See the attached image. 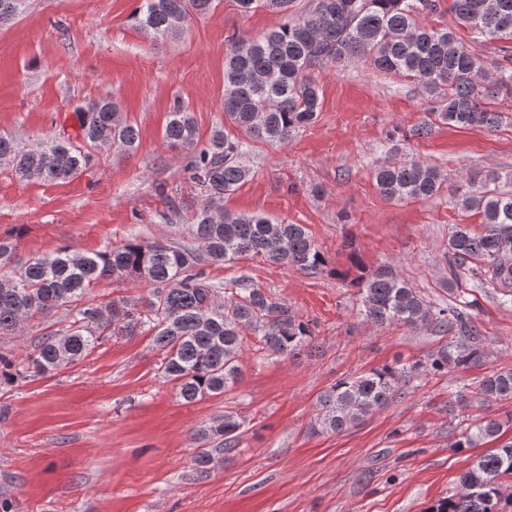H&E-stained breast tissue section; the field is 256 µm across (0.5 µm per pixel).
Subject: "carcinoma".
<instances>
[{"mask_svg":"<svg viewBox=\"0 0 512 512\" xmlns=\"http://www.w3.org/2000/svg\"><path fill=\"white\" fill-rule=\"evenodd\" d=\"M247 11L266 7L288 14L292 0H237ZM27 0H0V24L20 16ZM218 0H140L135 25L154 36L179 35L193 15L209 14ZM440 9L438 0H316L311 14L290 20L258 38L233 40L224 65V123L236 130L217 131L199 148L189 110L176 104L169 112L165 140L194 150L193 178L203 199L187 225V239L151 242L132 237L119 246L93 253L69 246L13 264V238L0 236V338L16 334L21 322L65 310L70 321L60 334L41 338L25 358L0 352V380L51 374L74 364L112 336L152 334L162 354L159 369L186 403L218 397L240 377V358L247 335L256 351L290 356L313 338L310 323L298 320L288 305L242 274L222 283L208 278L205 267L231 263L243 255L291 266L304 272L322 269L327 259L305 225L288 224L262 214L222 211L224 195L249 175L239 162L246 141L284 144L310 124L319 112L321 90L308 74L313 67L369 56L383 72L416 77L422 91L436 98L432 114L456 128H493L502 120L490 109L501 94L512 97V0H451L449 10L468 28L469 40L446 29L420 24L422 14ZM499 42L494 61L497 77L479 81L487 70L474 46ZM78 133L46 138L25 149L0 136V164L22 180H66L90 161L86 148H135L138 128L123 119L107 94L76 112ZM375 182L388 200L429 199L441 182L435 168L420 161L382 164ZM450 197L461 208L482 217L484 230L474 233L456 224L448 236L456 302L443 306L426 300L391 269L379 268L355 281L363 313L379 325L428 326L452 334L448 345L426 363L385 364L342 378L317 398L309 423L314 433H340L387 407L400 385L421 373L449 368L464 370L485 356L475 325V288L496 290L512 305V189L499 177H485L473 193L454 185ZM136 279L150 285L145 296L121 297L107 303L86 300L102 280ZM477 392L512 400V372L484 377ZM245 419L233 412L219 415L193 433L202 444L192 457L203 477L238 452ZM512 427V413L466 428L455 448H473ZM512 478V441L476 459L460 476L461 490L432 505L429 512H503L502 479Z\"/></svg>","mask_w":512,"mask_h":512,"instance_id":"obj_1","label":"carcinoma"}]
</instances>
